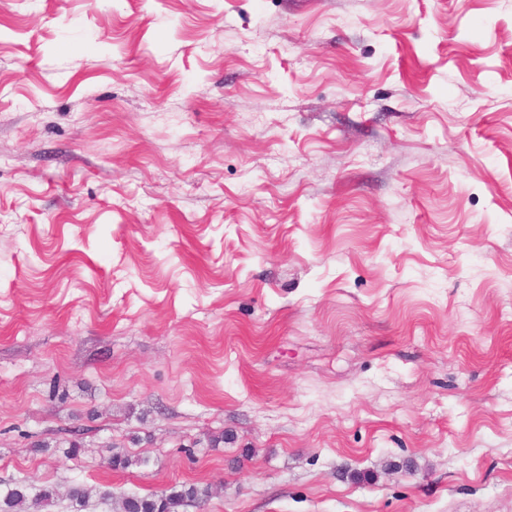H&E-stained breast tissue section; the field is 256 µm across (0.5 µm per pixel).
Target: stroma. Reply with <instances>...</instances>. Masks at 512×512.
Here are the masks:
<instances>
[{
    "label": "stroma",
    "instance_id": "obj_1",
    "mask_svg": "<svg viewBox=\"0 0 512 512\" xmlns=\"http://www.w3.org/2000/svg\"><path fill=\"white\" fill-rule=\"evenodd\" d=\"M10 479L512 512V0H0Z\"/></svg>",
    "mask_w": 512,
    "mask_h": 512
}]
</instances>
